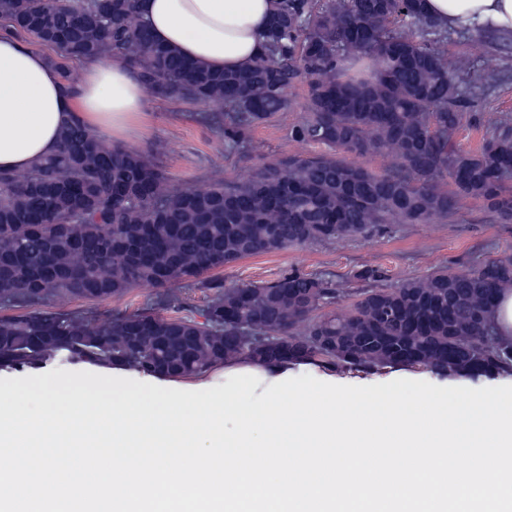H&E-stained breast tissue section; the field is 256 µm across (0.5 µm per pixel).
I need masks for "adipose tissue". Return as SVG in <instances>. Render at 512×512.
<instances>
[{
	"label": "adipose tissue",
	"mask_w": 512,
	"mask_h": 512,
	"mask_svg": "<svg viewBox=\"0 0 512 512\" xmlns=\"http://www.w3.org/2000/svg\"><path fill=\"white\" fill-rule=\"evenodd\" d=\"M277 0H138L159 43L214 71L243 69L263 50ZM444 29L512 37V0H420ZM69 92L49 57L28 48L0 20V170L25 171L56 152L62 129L75 121L91 131L135 142L146 92L127 63L99 57L79 63Z\"/></svg>",
	"instance_id": "ef3b65f1"
}]
</instances>
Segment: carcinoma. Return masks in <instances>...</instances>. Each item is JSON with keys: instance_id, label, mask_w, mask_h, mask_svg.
Here are the masks:
<instances>
[{"instance_id": "carcinoma-1", "label": "carcinoma", "mask_w": 512, "mask_h": 512, "mask_svg": "<svg viewBox=\"0 0 512 512\" xmlns=\"http://www.w3.org/2000/svg\"><path fill=\"white\" fill-rule=\"evenodd\" d=\"M0 16L57 50L68 88L78 82L69 61L116 55L153 96L224 106V138L235 142L283 111L288 89L306 79L308 117L293 138L342 153L290 155L244 179L171 192L145 155L67 125L56 154L0 171V304L33 306L0 317V366L57 357L189 378L245 357L366 373L423 366L471 379L512 371V344L499 343L489 322L512 285V256L365 288L341 313L323 311L341 294L317 275L226 285L215 274L250 256L446 218L462 197L512 223V120L473 152L456 145L467 98L500 73L464 96L471 60L448 63L447 36L419 0H327L318 11L313 0H281L266 51L228 73L158 43L136 0H0ZM384 152L397 160L386 174L348 160ZM444 179L453 190L439 189ZM184 283L209 294L202 323L154 308L95 322L38 308L56 296L104 300Z\"/></svg>"}]
</instances>
